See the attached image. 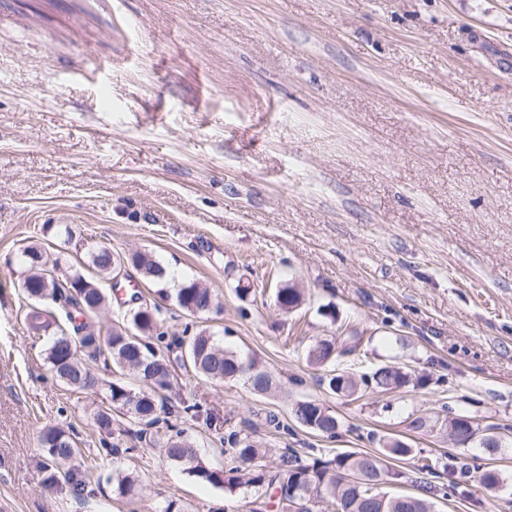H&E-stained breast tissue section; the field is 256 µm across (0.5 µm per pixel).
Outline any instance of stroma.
Returning a JSON list of instances; mask_svg holds the SVG:
<instances>
[{
    "label": "stroma",
    "mask_w": 512,
    "mask_h": 512,
    "mask_svg": "<svg viewBox=\"0 0 512 512\" xmlns=\"http://www.w3.org/2000/svg\"><path fill=\"white\" fill-rule=\"evenodd\" d=\"M28 246L65 268L102 246L152 253L167 296L122 267L101 321L138 293L169 333L208 329L273 374L257 395L178 371L173 422L211 466L233 430L274 458L396 436L416 450L404 471L454 453L499 472L436 512H512V0H0V512H247L256 489L195 480L124 415L134 456L98 457L82 489L51 478L42 429L86 456L100 442L93 395L52 381L26 331ZM187 278L221 308L186 316L170 293ZM286 283L303 293L288 313ZM355 331L360 353L308 362ZM383 364L412 384L358 399L321 384ZM303 399L335 411V437L296 422ZM452 407L498 451L455 442ZM132 469L142 488L119 497L110 477Z\"/></svg>",
    "instance_id": "stroma-1"
}]
</instances>
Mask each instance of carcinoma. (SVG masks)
Listing matches in <instances>:
<instances>
[{
	"instance_id": "obj_1",
	"label": "carcinoma",
	"mask_w": 512,
	"mask_h": 512,
	"mask_svg": "<svg viewBox=\"0 0 512 512\" xmlns=\"http://www.w3.org/2000/svg\"><path fill=\"white\" fill-rule=\"evenodd\" d=\"M22 257L27 266L22 280L27 299L24 323L33 336L53 332L47 349L52 377L72 390L97 391L101 381L82 362L80 354L85 353L92 358L102 356L111 360L115 372L132 376L145 386L135 393L119 379L108 384V406L98 407L93 414L94 427L106 454L134 452L131 447L120 448V442L114 440L112 410L124 411L140 425L142 435L167 421L169 408L161 393L171 388L174 369L162 353L164 349H184L186 361L182 369L187 372L219 383L243 379L251 391L263 394L273 388L272 375L256 359L224 349L207 330L202 329L189 338L167 335L160 330L158 310L146 303L130 308L116 325L98 323L95 318L108 303V297L95 279L77 268L60 273L59 260H49L46 253L34 246L24 248ZM90 262L100 277L110 274L114 267L130 263L149 283L159 285L164 278L163 267L148 252L136 251L123 256L101 247L91 253ZM276 301L281 309L289 312L299 306L302 293L286 284L277 290ZM176 303L186 315L197 317L213 309L215 295L202 282L189 279L177 288ZM360 341L359 336H347L338 349L336 342L321 340L309 350L308 361L326 365L338 355L356 351ZM408 382V373L381 365L358 379L347 372L331 373L328 388L340 398H350L363 390L394 392ZM292 414L302 426L330 437L339 426L335 412L316 399L297 401ZM41 440L50 462L67 466L63 474L67 480L86 475L96 465L95 460L83 456L76 441L60 428L44 429ZM227 444L224 453L233 466L225 470L210 466L196 442L178 429L163 443L162 451L167 460L182 466L188 475L220 486L230 495L242 488L263 489V501L250 512H265L267 500L275 497L282 502H295L291 512H313L320 503L336 507V512H434L433 502L427 497L382 491L383 485L407 478L405 472L388 466L391 461L406 460L414 452L407 442L397 438L387 440L378 453L344 451L310 462L303 461L295 449L287 448L275 466L267 460L262 444L249 434L242 436L234 431L228 435ZM473 473L479 474L480 483L488 490L500 484L497 470L467 463L450 453L443 467L447 481L429 484L426 492L439 493L444 498L463 495L467 478ZM116 489L123 497L135 496L139 489L138 476L132 472L118 474Z\"/></svg>"
}]
</instances>
